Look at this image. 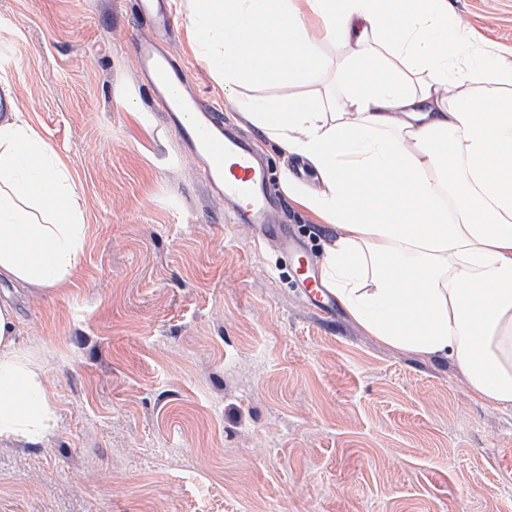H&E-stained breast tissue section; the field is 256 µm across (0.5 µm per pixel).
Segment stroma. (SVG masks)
<instances>
[{
  "label": "stroma",
  "mask_w": 512,
  "mask_h": 512,
  "mask_svg": "<svg viewBox=\"0 0 512 512\" xmlns=\"http://www.w3.org/2000/svg\"><path fill=\"white\" fill-rule=\"evenodd\" d=\"M162 41L190 92L268 159L314 173L242 121L201 61L187 0ZM487 51L512 55V0H448ZM131 0H0V71L65 162L86 215L74 282L0 279L45 371L57 428L0 443V512H512V410L470 398L449 362L317 313L295 255L259 249L204 184L136 65ZM313 264L336 236L285 199Z\"/></svg>",
  "instance_id": "35a3bbf8"
}]
</instances>
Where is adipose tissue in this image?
Returning <instances> with one entry per match:
<instances>
[{
    "mask_svg": "<svg viewBox=\"0 0 512 512\" xmlns=\"http://www.w3.org/2000/svg\"><path fill=\"white\" fill-rule=\"evenodd\" d=\"M189 3L200 57L226 90L299 89L242 107L318 175L313 193L284 184L336 229L321 277L337 302L379 342L452 362L477 400L512 409V56L475 46L448 0ZM325 43L342 51L336 83L301 94ZM85 232L68 169L12 104L0 118V278L68 287ZM20 336L0 304V443L36 446L57 415Z\"/></svg>",
    "mask_w": 512,
    "mask_h": 512,
    "instance_id": "1",
    "label": "adipose tissue"
}]
</instances>
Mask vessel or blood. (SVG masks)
Wrapping results in <instances>:
<instances>
[{
    "instance_id": "1",
    "label": "vessel or blood",
    "mask_w": 512,
    "mask_h": 512,
    "mask_svg": "<svg viewBox=\"0 0 512 512\" xmlns=\"http://www.w3.org/2000/svg\"><path fill=\"white\" fill-rule=\"evenodd\" d=\"M134 8L137 19L150 30L137 43L138 66L159 109L198 162L204 182L231 209L237 223L249 225L257 242L273 238L281 251H296L287 231L274 229L279 204L269 193L272 174L268 165L250 141L225 123L220 107L204 106L198 98L185 94L188 67L160 48L157 33L172 25L166 0H135ZM299 267L318 309L330 312L331 294L322 284L318 268L304 259Z\"/></svg>"
}]
</instances>
